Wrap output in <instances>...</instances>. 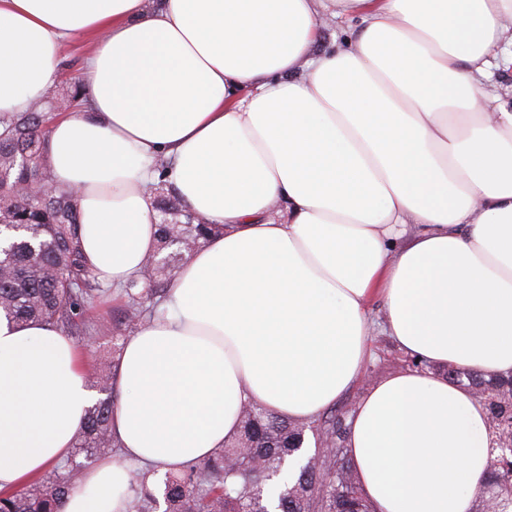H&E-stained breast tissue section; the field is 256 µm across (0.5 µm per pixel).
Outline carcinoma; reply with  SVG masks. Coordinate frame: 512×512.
<instances>
[{"label": "carcinoma", "mask_w": 512, "mask_h": 512, "mask_svg": "<svg viewBox=\"0 0 512 512\" xmlns=\"http://www.w3.org/2000/svg\"><path fill=\"white\" fill-rule=\"evenodd\" d=\"M76 82L49 90L30 111L0 118V315L20 325L35 321L69 336L100 334L86 314L100 289L80 247L77 201L59 187L41 194L24 187L49 184L48 141L51 121L61 110L80 108ZM151 187L159 227L154 265L119 288L128 302L121 325L133 331L154 317L166 301L175 269L215 231L213 224L192 223L193 212L166 179L165 165ZM112 359L102 361L96 386L107 397L86 411L75 435L71 457L24 486L0 492V512H61L73 488L68 477L77 456L89 460L112 453ZM451 383L469 388L487 410L492 433L489 462L479 485L474 512H512V448L501 444L512 432V372L485 375L462 367L443 369ZM350 415L329 410L292 420L247 401L237 435L212 457L185 466L166 478L163 512H369L360 481L347 455ZM312 434L336 449L333 466L306 462L292 480L265 492L254 490L263 477L252 461L277 469L298 453ZM137 512H156L157 500L146 491L131 499Z\"/></svg>", "instance_id": "1"}]
</instances>
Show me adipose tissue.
<instances>
[{"instance_id": "obj_1", "label": "adipose tissue", "mask_w": 512, "mask_h": 512, "mask_svg": "<svg viewBox=\"0 0 512 512\" xmlns=\"http://www.w3.org/2000/svg\"><path fill=\"white\" fill-rule=\"evenodd\" d=\"M357 18L320 49L324 20ZM88 38L84 112L50 125L98 279L140 274L157 162L221 225L128 337L112 431L158 471L207 459L245 401L309 419L383 331L428 370L375 383L348 454L374 512H473L484 405L431 373L512 371V104L487 84L512 0H0V116L27 112ZM93 393L75 345L0 316V491L64 460ZM131 475L82 473L62 512H128Z\"/></svg>"}]
</instances>
